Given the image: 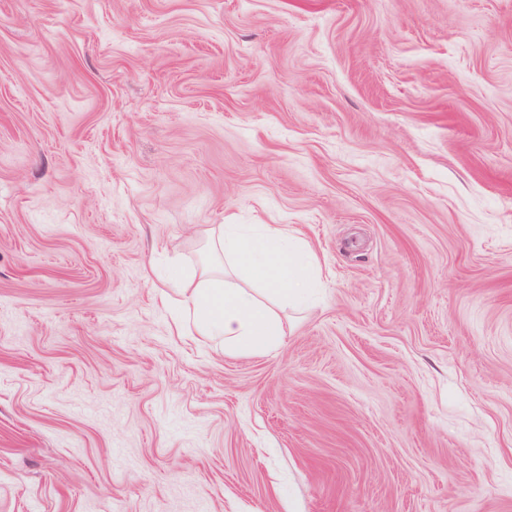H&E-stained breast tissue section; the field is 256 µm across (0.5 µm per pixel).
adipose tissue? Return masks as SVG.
<instances>
[{
    "instance_id": "obj_1",
    "label": "adipose tissue",
    "mask_w": 512,
    "mask_h": 512,
    "mask_svg": "<svg viewBox=\"0 0 512 512\" xmlns=\"http://www.w3.org/2000/svg\"><path fill=\"white\" fill-rule=\"evenodd\" d=\"M210 247L213 266L176 281L187 321L198 335L224 339L245 353L265 354L277 348L283 336L279 317L241 283L260 280L267 295L286 305L302 304L312 285L308 251L291 246L284 230L271 224L256 230L224 225Z\"/></svg>"
}]
</instances>
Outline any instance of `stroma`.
Segmentation results:
<instances>
[{
  "label": "stroma",
  "mask_w": 512,
  "mask_h": 512,
  "mask_svg": "<svg viewBox=\"0 0 512 512\" xmlns=\"http://www.w3.org/2000/svg\"><path fill=\"white\" fill-rule=\"evenodd\" d=\"M220 224L318 258L269 353ZM0 512H512V0H0ZM210 247L213 266L190 279L176 278L187 323L199 336L224 339L241 352L266 354L277 348L283 336L279 317L234 280L258 279L267 295L301 305L312 285L308 251L291 246L284 230L271 224L257 231L224 224Z\"/></svg>",
  "instance_id": "obj_1"
}]
</instances>
